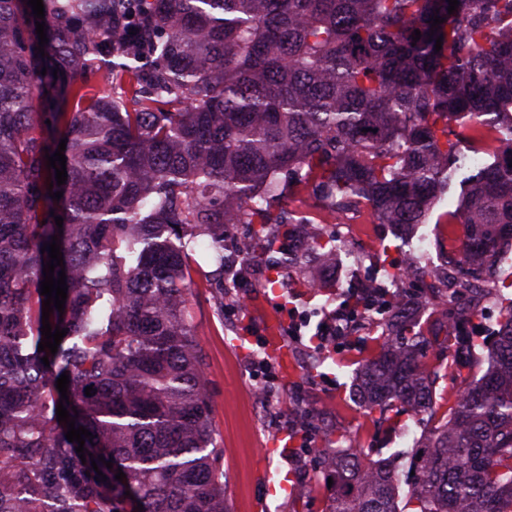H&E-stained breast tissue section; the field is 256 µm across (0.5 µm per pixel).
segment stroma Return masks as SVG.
I'll return each instance as SVG.
<instances>
[{
  "label": "stroma",
  "instance_id": "35a3bbf8",
  "mask_svg": "<svg viewBox=\"0 0 512 512\" xmlns=\"http://www.w3.org/2000/svg\"><path fill=\"white\" fill-rule=\"evenodd\" d=\"M459 198V188H452L408 237L366 217L357 240L363 264H356L346 251L337 252L328 266L312 261L306 276L315 286L305 291L284 283L267 287V269L258 260L248 264L244 287L225 290L223 308H216L205 284L193 286L189 304L208 380L211 424L224 450L228 512H327L333 491L318 464L327 435L342 432L358 442L366 458L374 460L387 457L394 449L411 447L420 436L421 426L412 422L389 432L377 428L353 400V373L374 350L367 336L331 341L322 349V366L314 371L309 368L310 337L314 324L341 307L351 290L349 267H357L362 277L383 273L408 250L414 238L425 240L429 246L425 265H446L460 229L440 223L439 217L455 209ZM292 306L311 316L312 325L304 329L300 340L286 333ZM272 318L285 333L287 364L291 366L287 372L277 357L257 344ZM263 357L268 359L275 381L271 394L262 398L258 390L266 384L263 378L255 377L254 365ZM284 434L291 437L288 449L266 455L269 443ZM284 479L296 486V493L280 490Z\"/></svg>",
  "mask_w": 512,
  "mask_h": 512
}]
</instances>
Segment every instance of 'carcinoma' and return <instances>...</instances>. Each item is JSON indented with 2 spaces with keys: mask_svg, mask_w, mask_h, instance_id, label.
I'll return each mask as SVG.
<instances>
[{
  "mask_svg": "<svg viewBox=\"0 0 512 512\" xmlns=\"http://www.w3.org/2000/svg\"><path fill=\"white\" fill-rule=\"evenodd\" d=\"M42 3L40 54L27 0H0V512H227L186 298L197 276L224 309V225H251L275 285L307 258L294 245L307 220L275 209L283 192L406 229L462 169V147L493 142L446 215L462 227L449 287L411 292L437 270L403 260L355 373L376 423L417 417L423 435L366 461L339 434L322 473L328 512H512V0H458L451 14L448 0ZM91 73L112 90L85 98ZM37 103L51 121L39 137ZM63 139L59 185L45 155ZM54 236L68 290L49 316L67 330L52 354L38 345ZM200 247L213 269L192 265ZM488 298L502 321L485 337L473 321ZM442 372L463 381L444 406ZM60 403L92 433L84 462Z\"/></svg>",
  "mask_w": 512,
  "mask_h": 512,
  "instance_id": "cac0c4a2",
  "label": "carcinoma"
}]
</instances>
